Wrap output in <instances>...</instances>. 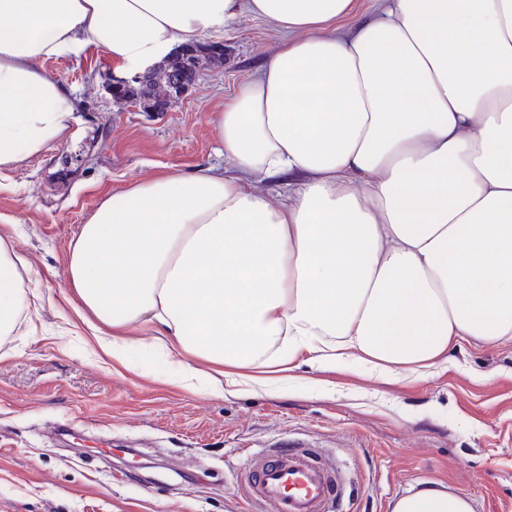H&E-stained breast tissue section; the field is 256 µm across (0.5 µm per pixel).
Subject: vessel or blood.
Segmentation results:
<instances>
[{"label":"vessel or blood","mask_w":512,"mask_h":512,"mask_svg":"<svg viewBox=\"0 0 512 512\" xmlns=\"http://www.w3.org/2000/svg\"><path fill=\"white\" fill-rule=\"evenodd\" d=\"M247 499L272 505L275 512H341L343 488L336 470L312 452L299 448L262 451L246 472Z\"/></svg>","instance_id":"vessel-or-blood-1"}]
</instances>
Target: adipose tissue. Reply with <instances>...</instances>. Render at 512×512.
Returning <instances> with one entry per match:
<instances>
[{"instance_id":"1","label":"adipose tissue","mask_w":512,"mask_h":512,"mask_svg":"<svg viewBox=\"0 0 512 512\" xmlns=\"http://www.w3.org/2000/svg\"><path fill=\"white\" fill-rule=\"evenodd\" d=\"M252 15L281 47L216 120L235 169L106 196L67 267L101 351L198 358L187 389L241 394L348 361L428 374L462 339L512 340V0H0V174L62 141L73 92L43 67L120 68ZM260 183L284 185L268 196ZM0 234V341L29 299ZM391 512H473L431 482Z\"/></svg>"}]
</instances>
